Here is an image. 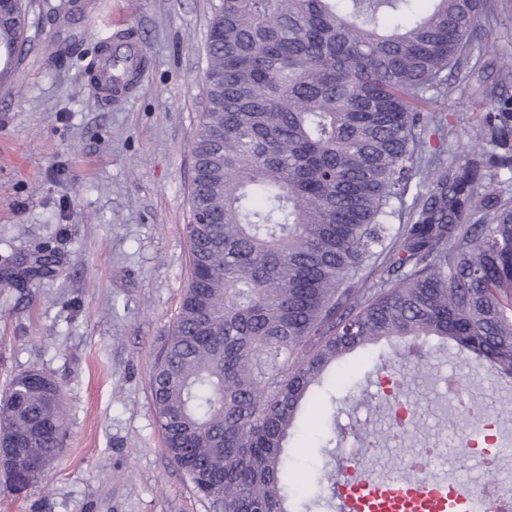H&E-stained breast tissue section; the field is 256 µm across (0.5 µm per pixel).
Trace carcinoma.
<instances>
[{
	"instance_id": "obj_1",
	"label": "carcinoma",
	"mask_w": 512,
	"mask_h": 512,
	"mask_svg": "<svg viewBox=\"0 0 512 512\" xmlns=\"http://www.w3.org/2000/svg\"><path fill=\"white\" fill-rule=\"evenodd\" d=\"M413 2L212 0L190 282L150 388L171 461L224 512H293L299 411L358 349L407 337L410 358L434 337L512 383V66L461 160L440 105L502 0ZM13 10L2 46L27 41ZM55 265L44 249L19 277ZM64 422L39 369L0 393V436L45 428L34 456L55 458Z\"/></svg>"
}]
</instances>
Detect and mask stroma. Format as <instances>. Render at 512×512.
I'll use <instances>...</instances> for the list:
<instances>
[{
  "label": "stroma",
  "mask_w": 512,
  "mask_h": 512,
  "mask_svg": "<svg viewBox=\"0 0 512 512\" xmlns=\"http://www.w3.org/2000/svg\"><path fill=\"white\" fill-rule=\"evenodd\" d=\"M69 19L72 0H29L31 49L0 84V282L13 263L49 248L54 275L0 285V388L38 368L61 387L67 443L43 477L13 492L0 480V512H220L169 460L149 379L189 279L191 152L206 97L211 0H95ZM135 30L150 61L132 97H93L86 75L101 37ZM79 35L87 54L66 63L48 45ZM468 83L448 84L449 155L470 144L488 109L486 92L512 61V12L482 33ZM405 340L351 354L350 398L326 379L288 442L294 470L341 468L360 429H375L366 405L378 370L408 379L419 419L383 461L403 472L424 433L446 439L438 467L474 484L488 469L466 452L480 429L456 415L448 381L512 440L496 409V369L456 346L428 341L412 363Z\"/></svg>",
  "instance_id": "obj_1"
}]
</instances>
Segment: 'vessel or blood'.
Masks as SVG:
<instances>
[{
	"label": "vessel or blood",
	"instance_id": "obj_1",
	"mask_svg": "<svg viewBox=\"0 0 512 512\" xmlns=\"http://www.w3.org/2000/svg\"><path fill=\"white\" fill-rule=\"evenodd\" d=\"M148 69V57L135 32L124 29L108 49L97 53L89 82L100 97L120 100L133 88L135 77ZM333 508L335 512H512V498L490 506L469 486L444 476L398 481L351 469L346 480L336 484Z\"/></svg>",
	"mask_w": 512,
	"mask_h": 512
}]
</instances>
